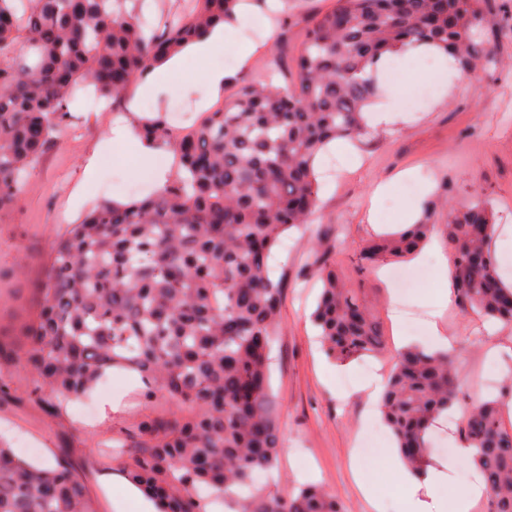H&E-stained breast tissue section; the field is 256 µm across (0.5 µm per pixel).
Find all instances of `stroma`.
Wrapping results in <instances>:
<instances>
[{
    "mask_svg": "<svg viewBox=\"0 0 512 512\" xmlns=\"http://www.w3.org/2000/svg\"><path fill=\"white\" fill-rule=\"evenodd\" d=\"M333 3L271 0L268 10L259 11L258 23L227 38L234 46L245 40L254 44L246 68L214 55L188 61L169 75L155 96L140 98L141 109L169 111L178 123L183 115L173 111V102L196 112L215 103L202 78L205 70L235 69L234 81L224 87L228 95L240 83L278 73L284 59L274 48L275 37L284 36L289 50H296L308 20ZM483 12L482 35L494 61L479 70L478 84L446 92L441 76L423 68L421 59H393L380 75L381 86L393 101H400L412 82L429 84L431 96L405 108L408 123L361 135L358 158L327 154L320 162L328 172L327 189L319 194L314 221L293 230L274 253L271 264L283 276L285 289L283 328L273 345L271 375L281 447L276 480L268 492L287 496L300 484L313 482L334 491L346 512H368L350 467L355 453L365 476L385 496L388 512L401 508L403 491L389 471L391 433L375 418L368 400L353 391L361 377L373 372L389 375L395 364L390 291L376 269L360 267L356 258L377 229L396 230L408 202L425 208L446 198L461 205L478 187L502 226L492 243L497 268H512V0H486ZM71 113L54 145L31 169L15 207L0 218V344L7 347L19 343L21 330L37 316V288L47 276L55 241L82 216L71 210L70 198L86 168L96 169L95 199L100 202L128 198L131 184L139 183L141 174H154L161 166L157 160L141 165L134 142L110 140L115 117L93 108L88 99H78ZM105 139L110 146L99 151ZM406 170L414 173L407 183L398 179ZM389 181L394 184L391 197L371 210L375 188ZM333 227L339 230L336 272L372 306L385 342L378 356L350 362L343 375L324 353L311 322L321 282L306 268L312 244ZM399 269L417 283L407 303L420 322L408 333L420 345L425 322L445 286L432 262L417 265L408 260ZM438 324L452 342L449 357L462 388L459 406L448 413L455 429L465 405L492 396L512 398V325L461 314L452 304ZM0 381L10 390L0 399V437L26 458L74 468L85 481L96 512H115L119 486L108 481L121 472L115 446L136 434L144 421L181 413L167 399H145L140 377L123 371L108 372L104 385L88 396L94 408L89 416L80 413L76 401L62 414L49 415L33 394L34 377L19 367L0 364Z\"/></svg>",
    "mask_w": 512,
    "mask_h": 512,
    "instance_id": "obj_1",
    "label": "stroma"
}]
</instances>
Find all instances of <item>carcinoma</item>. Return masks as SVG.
<instances>
[{"mask_svg": "<svg viewBox=\"0 0 512 512\" xmlns=\"http://www.w3.org/2000/svg\"><path fill=\"white\" fill-rule=\"evenodd\" d=\"M131 0H0V218L24 176L90 87L112 107L154 62L228 21L240 0H190L182 14L146 29ZM483 0H336L308 23L292 80L273 75L176 128L166 113L139 135L173 154L165 188L94 206L52 249L42 304L22 346L0 362L36 380L51 414L114 368L137 372L148 399L182 408L150 419L125 444L123 472L158 512H208L213 498L237 512H345L336 494L305 485L287 499L255 487L276 467L280 425L272 406V347L282 326L284 280L269 260L318 202L315 160L336 138L361 134L377 95L367 69L404 45H435L465 71L490 62L482 45ZM446 216L428 208L416 224L367 241L364 267L415 255L444 221L458 310L512 324V284L490 276L493 210L476 191ZM337 232L312 248L322 281L312 321L327 356L346 362L383 346L378 322L336 275ZM448 355L410 348L382 394V414L403 460L428 459L427 434L458 403ZM461 437L489 491L487 512H512V431L500 403L466 411ZM0 512H95L77 472L41 467L0 444Z\"/></svg>", "mask_w": 512, "mask_h": 512, "instance_id": "cac0c4a2", "label": "carcinoma"}]
</instances>
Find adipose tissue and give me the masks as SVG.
Instances as JSON below:
<instances>
[{
    "mask_svg": "<svg viewBox=\"0 0 512 512\" xmlns=\"http://www.w3.org/2000/svg\"><path fill=\"white\" fill-rule=\"evenodd\" d=\"M254 19L251 5H239L230 24L214 27L205 40L190 43L178 54L150 66L140 94L151 93L158 80L181 69L186 60L204 59L223 51L227 29L247 27ZM472 458V448L461 441L456 442L448 460L430 461L416 473L408 470L400 458H393L394 477L405 489L402 512H473L477 502L487 497L484 486L476 481L459 484L454 479L458 466Z\"/></svg>",
    "mask_w": 512,
    "mask_h": 512,
    "instance_id": "1",
    "label": "adipose tissue"
}]
</instances>
